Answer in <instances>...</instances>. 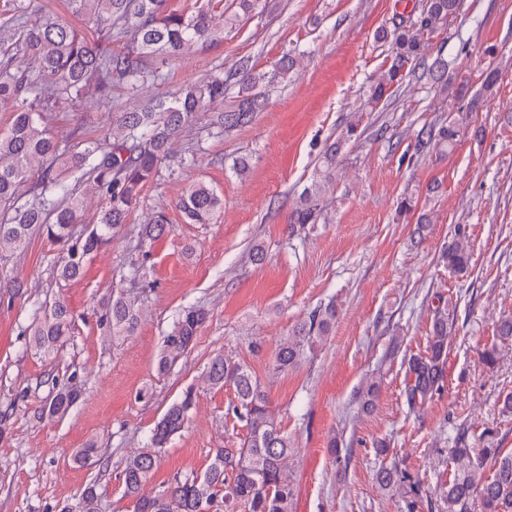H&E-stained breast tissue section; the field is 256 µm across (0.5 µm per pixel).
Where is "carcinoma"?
<instances>
[{
    "label": "carcinoma",
    "instance_id": "1",
    "mask_svg": "<svg viewBox=\"0 0 512 512\" xmlns=\"http://www.w3.org/2000/svg\"><path fill=\"white\" fill-rule=\"evenodd\" d=\"M33 0H5L0 6V30L11 34V44L0 51V100L12 103V123L0 128V256L27 245L33 233L46 236L58 247L56 277L63 282L79 279L86 261L126 223L140 201L145 185L171 158L174 140L192 125L200 112H212L211 125L229 133L263 111L266 90L288 79L293 58L285 55L268 71L240 68L237 96L227 99L224 75L212 74L188 83L169 99L152 100L140 108L122 112L103 134L89 135L75 144L58 139L46 125V114L88 93L101 99L112 97V78L126 82L135 94L146 84L162 79L158 69L147 67V58L177 59L198 46L224 38V31L240 25L258 9V0H206L191 13L166 8V0H69L71 11L87 20V35L59 18L36 14ZM461 0H425L415 18H402L381 40H390L394 61L373 87L371 99L379 102L388 89L402 80L405 67L425 60V50L443 23L455 17ZM122 50L112 51V42ZM427 71L448 92V62L437 57ZM479 98L467 107L451 109L437 122L422 128L415 143L413 163L430 153L447 154L469 128ZM355 133L346 132L330 143L311 186L304 189L293 214L295 224H313L320 215L322 186L336 179V157ZM87 185L103 196L106 205L100 220L75 229L84 200L78 187ZM25 191H20L21 187ZM187 224H210L223 209V198L211 185L190 184L177 201ZM168 219L156 213L146 224L149 239L163 235ZM441 258L449 269L468 272L471 251L464 227L458 224L443 247ZM456 305L439 299L433 309L430 336L424 352L407 360L408 382L404 395L412 410L428 405L444 386V363L448 340L455 331ZM112 338L134 334L141 312L136 298L119 292L104 305ZM206 312L194 308L180 314L164 337L157 367L170 369L197 339ZM336 320V307L314 309L280 343L275 369L295 367L305 350L328 334ZM72 333L69 305L57 298L31 324L29 344L38 353L49 354L67 343ZM205 381L213 388L230 387L243 411L248 433L238 448H214L209 467L201 476L187 477L145 495L142 488L154 469L158 453L185 426L195 406L190 392L169 406L156 424L150 445L127 456L120 476L125 495L134 502V512H232L238 503L249 512H294V488L288 479V462L294 453L288 434L269 409L268 394L251 368L221 354L208 366ZM81 397L74 386L57 389L49 402L36 410L40 419H61ZM99 449L92 445L76 450L73 460L80 467L99 462ZM455 471L443 498L447 512H468L477 498L484 512H512V454L497 448H457ZM378 483L389 487L405 484L417 507V484L393 467L378 472ZM78 512H99L97 484L88 483L80 494Z\"/></svg>",
    "mask_w": 512,
    "mask_h": 512
}]
</instances>
